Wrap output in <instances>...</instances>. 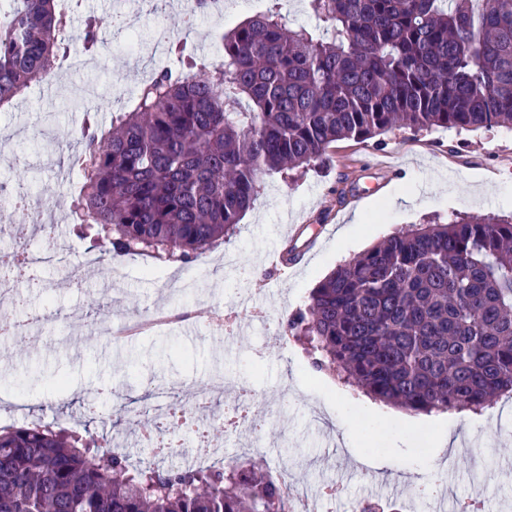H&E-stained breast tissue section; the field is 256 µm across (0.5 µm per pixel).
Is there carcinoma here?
Masks as SVG:
<instances>
[{"label":"carcinoma","mask_w":512,"mask_h":512,"mask_svg":"<svg viewBox=\"0 0 512 512\" xmlns=\"http://www.w3.org/2000/svg\"><path fill=\"white\" fill-rule=\"evenodd\" d=\"M275 2L205 62L171 40L112 127L84 113L74 222L104 254L190 264L239 232L263 176L331 161L339 140L397 126H512V0ZM65 0H0V108L49 82L74 34ZM84 48H100L87 20ZM317 371L414 414L481 412L512 394V219L463 214L396 230L339 265L281 323ZM252 457L134 465L57 422L0 428V512H285Z\"/></svg>","instance_id":"carcinoma-1"}]
</instances>
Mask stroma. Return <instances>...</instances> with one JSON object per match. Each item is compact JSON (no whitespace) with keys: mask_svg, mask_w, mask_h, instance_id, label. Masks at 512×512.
<instances>
[{"mask_svg":"<svg viewBox=\"0 0 512 512\" xmlns=\"http://www.w3.org/2000/svg\"><path fill=\"white\" fill-rule=\"evenodd\" d=\"M112 2L82 0L73 16L77 27L87 15L98 18L106 55L85 56L81 44H74L73 55L87 59L84 66L31 85L0 109V129L12 134L11 154H0L1 198L55 200L61 187L55 172L37 171L40 153L30 131L50 125L57 144L68 145L79 106L97 111L101 123L110 125L113 111L131 107L148 70L159 67L147 51L152 33L183 28L180 9H158L152 0H143L137 33L143 50L130 55L115 34ZM220 2L222 12L202 16L188 36L192 46L204 47L209 59L224 32L270 5V0ZM384 140L381 146L342 140L336 142L329 166L288 181L264 176V191L244 216L240 233L222 249L184 266L182 277L193 284L190 292L171 288L167 270L140 256L103 258L104 274L75 287L61 285L56 271L42 270L38 282L25 290L27 303L34 310L51 309L54 316L43 325L36 344L0 352V388L26 397L30 414L43 421L57 419L70 427L83 422L108 443L136 419L148 417L155 403L149 384L173 378L192 383L219 373L264 398L269 415L260 462L268 469L295 464L298 484L314 488L341 476L337 461L325 458L323 438L328 435L353 459L368 446L381 448L386 465L378 475L397 481L406 499L412 487L403 474L418 470L420 460L436 454L439 438L450 434L484 443L485 482L505 504V512H512V474L501 468L505 448L512 447V400L497 398L480 414L437 413L423 425L414 414L382 403L357 415L330 410L316 422L311 407L332 394L333 381L312 367L303 343L288 341L259 360V337L246 319L219 324L194 311L199 299L227 307L246 295L278 324L303 307L311 290L339 264L422 215L512 214V128L459 132L397 127ZM393 190L412 193L414 199L403 207L387 206L384 198ZM358 213L364 216L359 225L353 222ZM349 226L353 234L342 236ZM105 296L116 318L158 307L194 312L198 333L164 328L122 345L83 334L81 320ZM59 377L66 378L65 389H54ZM114 387L120 390L117 405L107 406L103 417L82 418L84 405ZM420 434L427 437L422 450L415 444Z\"/></svg>","mask_w":512,"mask_h":512,"instance_id":"1","label":"stroma"}]
</instances>
